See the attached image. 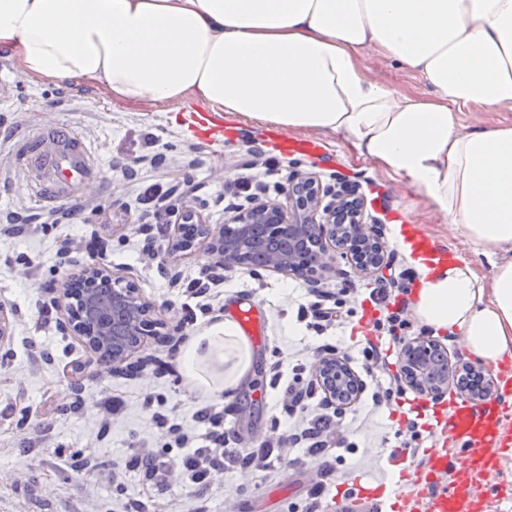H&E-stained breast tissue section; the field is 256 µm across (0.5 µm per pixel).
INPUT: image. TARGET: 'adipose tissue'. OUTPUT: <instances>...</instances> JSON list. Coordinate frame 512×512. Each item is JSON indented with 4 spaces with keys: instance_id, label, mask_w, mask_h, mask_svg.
Returning a JSON list of instances; mask_svg holds the SVG:
<instances>
[{
    "instance_id": "obj_1",
    "label": "adipose tissue",
    "mask_w": 512,
    "mask_h": 512,
    "mask_svg": "<svg viewBox=\"0 0 512 512\" xmlns=\"http://www.w3.org/2000/svg\"><path fill=\"white\" fill-rule=\"evenodd\" d=\"M366 48L418 73L427 93L371 76ZM0 56L34 81L131 106L177 113L193 101L288 136H341L492 260L485 276L461 259H415L414 318L460 337L477 363L512 358V124L460 118L468 106L512 111V0H0ZM250 368L229 317L181 365L213 398Z\"/></svg>"
}]
</instances>
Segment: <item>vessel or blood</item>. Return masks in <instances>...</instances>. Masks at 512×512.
<instances>
[{"label":"vessel or blood","mask_w":512,"mask_h":512,"mask_svg":"<svg viewBox=\"0 0 512 512\" xmlns=\"http://www.w3.org/2000/svg\"><path fill=\"white\" fill-rule=\"evenodd\" d=\"M29 150L44 166L54 170L59 186L80 179L84 172L85 146L66 126L54 127L48 140L30 145ZM232 315L252 342L266 339V319L257 305L235 303ZM508 409L502 397L481 403L454 402L441 429L456 445L455 453L434 449L423 466L403 472L395 488L353 481L336 496V512L360 507L364 512H383L387 501H415L426 512H475L477 484L489 482L494 474L495 451L508 437L503 417Z\"/></svg>","instance_id":"obj_1"}]
</instances>
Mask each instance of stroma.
<instances>
[{
  "instance_id": "35a3bbf8",
  "label": "stroma",
  "mask_w": 512,
  "mask_h": 512,
  "mask_svg": "<svg viewBox=\"0 0 512 512\" xmlns=\"http://www.w3.org/2000/svg\"><path fill=\"white\" fill-rule=\"evenodd\" d=\"M363 57L397 94L425 92L413 71L368 50ZM183 111L175 119L161 107L113 101L101 88L36 83L0 57V223L16 213L26 219L22 231L0 234V303L18 313L11 340L0 349L7 355L6 367L0 368V512H130L136 500L150 512H327L338 489L354 478L389 485L398 480L390 453L400 443L397 432L405 426L415 390L374 411L348 405L340 427L342 447L318 459L271 435L293 424L283 403L285 389L294 376L312 369L321 345L350 353V366L365 391L401 379L396 364L371 376L361 366L367 340L381 339L391 354L400 352L401 344L379 338L375 327L384 315L378 288L411 267L398 224L416 225L435 245L473 262L483 274L491 273L489 262L430 215L419 192L356 160L341 136L310 132L286 137L232 118L218 123L221 135L213 141L201 107L190 102ZM60 124L87 145L94 176L67 197L53 199L42 192V176L21 146ZM156 154L164 156V165L152 164ZM295 169L312 173L326 187L345 183L358 188L365 198V221L384 229L381 244L389 265L383 272L360 276L339 258L313 287L293 275L220 270L206 297L191 298L184 289L207 268L204 253L177 259L147 256L148 231L156 223L136 201L141 185L158 184L177 206H204L219 222L237 195L236 177L284 182ZM221 171L226 180L218 179ZM72 207L84 208L85 223H63ZM94 237L105 245V263L117 272L131 271L162 316L180 326L183 339L175 346L145 348L173 366L182 363L185 337L209 327L225 314L227 303L258 302L266 313L269 348L255 352V381L265 387L266 400H257L252 390L240 391L228 415L223 400L189 392L174 374L149 370L133 376H96L88 370L79 394H72L68 374L86 353L74 336L60 332L56 312H43V287L62 280L68 270L61 255L64 244L82 245ZM346 282L355 292L346 300L342 324L319 326L313 303L329 308L326 293ZM190 312L195 321H187ZM207 406L222 413L231 447L265 449L272 469L235 468L204 493L189 492L179 471L181 451L168 447L167 431L157 417H178L202 434L206 426L193 415ZM143 448L155 449L168 466L166 490H158L131 466ZM293 463L314 469L322 494H315L301 475H284L283 466ZM494 481L481 488L478 512H512V450L499 454Z\"/></svg>"
}]
</instances>
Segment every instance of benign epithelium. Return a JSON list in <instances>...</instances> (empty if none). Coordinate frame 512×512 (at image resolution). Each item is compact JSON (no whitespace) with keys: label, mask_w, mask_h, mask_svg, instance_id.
Masks as SVG:
<instances>
[{"label":"benign epithelium","mask_w":512,"mask_h":512,"mask_svg":"<svg viewBox=\"0 0 512 512\" xmlns=\"http://www.w3.org/2000/svg\"><path fill=\"white\" fill-rule=\"evenodd\" d=\"M288 204L277 199L253 201L247 208H238L224 222L210 223L209 216L192 206L184 209L175 223L166 225L167 247L170 257L191 256L202 252L210 259L209 269L228 270L243 267L242 254L249 242L252 226L262 224L275 235L297 236L305 228L315 229L319 239L316 266L303 265L293 256L272 257L266 270L295 276H312L333 264L340 251L351 261L352 269L364 276L379 270L387 260L382 252L368 260L364 250L380 243L383 225L368 224L363 220L364 199L354 189H324L315 177L299 170L288 177L284 190ZM82 248L63 246L62 254L70 257L72 270L61 282L44 289L52 295L51 305L59 313V327L67 335L76 337L85 348L87 358L74 371L80 374L94 366L98 370L122 372L143 371L156 362L152 356L135 357L146 345H163L170 341L171 328L137 285L135 278L112 271L102 261H85L79 254ZM111 287L110 306L123 314L124 332L111 334L104 320V305L97 286ZM15 310L0 304V344L7 343L12 334ZM428 343L413 340L402 350V373L411 388L430 398H440L448 391V380L429 378L418 362L422 354H430ZM315 379L325 397L336 404V376L355 379V373L342 358L330 353L319 357L314 364Z\"/></svg>","instance_id":"1"}]
</instances>
